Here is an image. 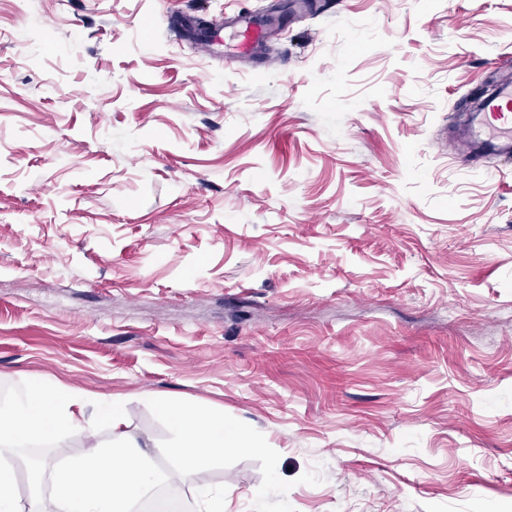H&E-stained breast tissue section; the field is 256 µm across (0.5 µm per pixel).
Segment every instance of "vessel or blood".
Wrapping results in <instances>:
<instances>
[{
    "instance_id": "vessel-or-blood-1",
    "label": "vessel or blood",
    "mask_w": 512,
    "mask_h": 512,
    "mask_svg": "<svg viewBox=\"0 0 512 512\" xmlns=\"http://www.w3.org/2000/svg\"><path fill=\"white\" fill-rule=\"evenodd\" d=\"M267 34L258 11L212 19L201 41L203 54L238 61L262 44ZM460 150L477 153L488 149L512 158V82L507 81L488 98L479 112L472 114L466 133L457 140Z\"/></svg>"
}]
</instances>
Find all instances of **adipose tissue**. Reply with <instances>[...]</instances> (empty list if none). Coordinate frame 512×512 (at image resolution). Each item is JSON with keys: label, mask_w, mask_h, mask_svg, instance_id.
I'll use <instances>...</instances> for the list:
<instances>
[{"label": "adipose tissue", "mask_w": 512, "mask_h": 512, "mask_svg": "<svg viewBox=\"0 0 512 512\" xmlns=\"http://www.w3.org/2000/svg\"><path fill=\"white\" fill-rule=\"evenodd\" d=\"M80 392L42 381L29 382L0 402V451L39 444L56 437L82 436L89 404ZM174 434L167 458L185 469L204 467L214 452L243 447L246 429L225 434L221 415L201 419L160 404ZM150 453L133 439L110 448L91 447L78 461L53 471V512H132L134 504L163 481Z\"/></svg>", "instance_id": "ef3b65f1"}]
</instances>
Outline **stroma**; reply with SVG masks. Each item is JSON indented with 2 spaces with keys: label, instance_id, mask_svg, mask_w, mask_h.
Wrapping results in <instances>:
<instances>
[{
  "label": "stroma",
  "instance_id": "35a3bbf8",
  "mask_svg": "<svg viewBox=\"0 0 512 512\" xmlns=\"http://www.w3.org/2000/svg\"><path fill=\"white\" fill-rule=\"evenodd\" d=\"M259 0H0V394L155 404L246 448L181 472L224 512H512V160L450 131L512 76V0H323L273 67L174 34Z\"/></svg>",
  "mask_w": 512,
  "mask_h": 512
}]
</instances>
